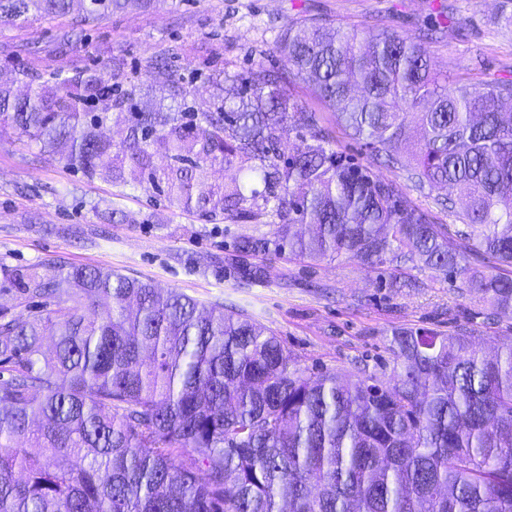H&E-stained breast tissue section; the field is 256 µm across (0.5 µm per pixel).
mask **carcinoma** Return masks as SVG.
Wrapping results in <instances>:
<instances>
[{
    "label": "carcinoma",
    "instance_id": "obj_1",
    "mask_svg": "<svg viewBox=\"0 0 512 512\" xmlns=\"http://www.w3.org/2000/svg\"><path fill=\"white\" fill-rule=\"evenodd\" d=\"M81 2L67 43L153 0ZM72 8L0 0V22ZM446 33L359 31L307 15L282 30L280 66L223 74L232 86L204 113L201 133L191 107L138 108L137 86L105 77L54 90L31 80L23 98L0 86V133L90 173L121 171L119 152H128L141 182L183 207L209 165L236 164L246 180L211 187L200 203L212 217L276 228L234 239L228 273L247 281L264 276L247 258L284 252L367 266L391 255L452 275L464 272V248L512 268V80L448 87L424 48ZM295 81L329 113L289 98ZM164 91L188 94L170 73ZM93 99L130 122L121 148L100 131L108 115L87 117ZM338 126L417 187L463 196V227L448 237L395 182L344 162L331 148ZM287 128L307 146L286 158ZM158 149L171 160L162 170L150 166ZM251 181L264 190H247ZM308 222L316 233L307 240L293 227ZM14 283L57 308L0 315V512H512V347L480 356L466 328H402L390 375L315 376L291 368L279 338L251 317L182 293L163 299L115 271L59 265ZM463 286L512 318V274ZM87 301L101 312H86Z\"/></svg>",
    "mask_w": 512,
    "mask_h": 512
}]
</instances>
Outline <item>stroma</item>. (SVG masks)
Masks as SVG:
<instances>
[{
    "mask_svg": "<svg viewBox=\"0 0 512 512\" xmlns=\"http://www.w3.org/2000/svg\"><path fill=\"white\" fill-rule=\"evenodd\" d=\"M462 19L461 32L427 44L437 70L450 80L475 84L512 78V0H155L105 19L89 41L62 45L70 17L0 24V84L24 95L19 70L52 87L83 75H111L123 87L137 84L140 98L166 112L181 104L164 94L157 58L189 92L188 105L208 111L220 92L219 72L246 75L279 64L276 42L289 21L316 14L334 23L386 26L402 33L438 19L440 3ZM333 147L343 158L394 181L406 201L429 211L435 223L456 224L454 211L436 204L440 189L418 188L405 171L373 161L361 141L336 129ZM129 214L125 224L111 213ZM266 224L211 218L202 207L171 204L165 194L144 189L131 171L100 167L87 173L44 152L0 137V314L27 318L31 309L9 274L49 272L53 263L112 269L151 283L161 293L178 292L225 312L243 313L272 329L294 366L325 372H390L392 334L424 327L445 334L466 326L480 351L512 347V319L494 313L483 296L459 288L444 272L384 260L369 267L354 260L300 261L288 255H259L254 264L267 276L247 282L225 272V256L243 233L269 234ZM417 280L399 287L400 278Z\"/></svg>",
    "mask_w": 512,
    "mask_h": 512,
    "instance_id": "stroma-1",
    "label": "stroma"
}]
</instances>
